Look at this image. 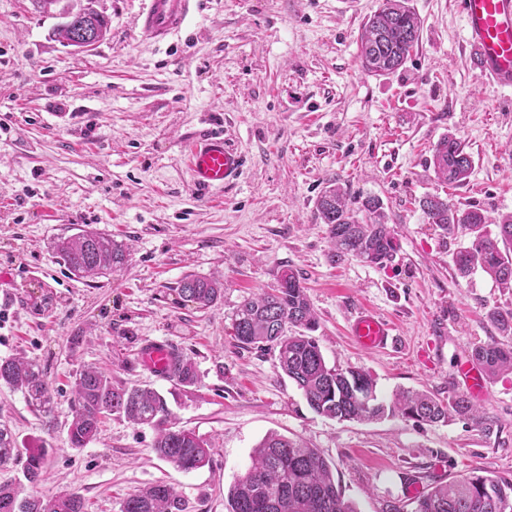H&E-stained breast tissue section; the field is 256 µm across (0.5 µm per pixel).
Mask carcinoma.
<instances>
[{
  "label": "carcinoma",
  "instance_id": "1",
  "mask_svg": "<svg viewBox=\"0 0 512 512\" xmlns=\"http://www.w3.org/2000/svg\"><path fill=\"white\" fill-rule=\"evenodd\" d=\"M421 22L409 0H380L358 39L362 68L373 76L399 70L419 44ZM468 145L452 134L442 136L432 148L429 165L444 184L467 180L473 160ZM419 207L446 237L464 233L469 246L453 255L456 275L465 278L480 270L499 288L512 291V213L491 219L476 207L457 208L439 195H426ZM332 245L330 260L372 253L378 263L395 252L394 237L385 224L382 203L367 196L352 207L347 193L330 185L316 201ZM494 224L497 234L487 226ZM55 250L68 270L80 279L106 278L127 259V247L92 228L58 241ZM275 288L243 300L236 309L233 336L244 349L277 352L281 372L301 392L317 415L331 420L368 421L399 416L416 422H439L454 413L482 426L485 418L465 394L443 401L426 391H402L390 404L378 401L376 381L364 370L339 369L326 363L309 333L318 321L301 278L291 269L276 275ZM178 294L197 309L216 305L223 283L193 274L185 276ZM490 321L503 336H512V310L493 311ZM493 381L512 373V344L491 341L475 346L470 354ZM166 377L183 385L198 382L194 363L180 355ZM20 391L29 404L51 414L52 397L42 365L23 356L0 360V385ZM75 396L68 425L70 447L84 448L99 434L103 419L116 415L148 426L155 432L157 456L183 471L201 468L211 461L210 442L191 429L178 426L165 398L149 387H123L96 366H87L72 383ZM47 448L30 451L21 468L25 483H0V512H86L84 498L75 491L48 500L25 493L42 478ZM20 457L15 434L0 424V468L16 464ZM229 512H356L344 500L329 465L314 448L276 433L266 435L251 453V463L228 492ZM119 512H185L174 490L155 483L127 495ZM415 512H512V479L472 473L448 483H438L417 501Z\"/></svg>",
  "mask_w": 512,
  "mask_h": 512
}]
</instances>
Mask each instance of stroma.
Masks as SVG:
<instances>
[{
    "label": "stroma",
    "mask_w": 512,
    "mask_h": 512,
    "mask_svg": "<svg viewBox=\"0 0 512 512\" xmlns=\"http://www.w3.org/2000/svg\"><path fill=\"white\" fill-rule=\"evenodd\" d=\"M144 3L98 0L109 34L76 53L54 34L58 11L0 0V272L9 275L0 282V359L39 360L54 399L47 415L0 386V421L20 448L49 449L34 495L73 490L88 512H118L128 494L162 482L186 512H228L229 489L272 432L317 449L357 512H414L411 483L512 479V375L474 401L485 430L457 415L329 420L308 407L275 352L232 338L240 302L290 269L328 364L369 372L386 402L399 391L443 400L463 391L457 365L498 338L488 314L512 310V292L481 272L458 277L452 258L469 237L440 236L418 201L439 194L493 217L512 213V89L475 76L457 0H410L419 46L385 77L357 57L379 0H200L162 44L133 28ZM212 130L247 166L230 187L202 193L185 154ZM448 133L474 160L459 186L442 185L429 165ZM332 183L353 202L381 199L392 260L330 262L316 200ZM86 226L129 247L122 268L93 282L54 250ZM188 274L221 277V300L206 311L184 302L177 286ZM364 308L392 325V346L355 344L348 326ZM151 341L191 357L198 383L145 370L140 351ZM85 364L108 369L113 384L159 391L180 426L211 443L210 463L177 470L155 454L151 428L117 417L70 448L71 385Z\"/></svg>",
    "instance_id": "obj_1"
}]
</instances>
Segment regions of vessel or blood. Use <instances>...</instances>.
<instances>
[{
  "mask_svg": "<svg viewBox=\"0 0 512 512\" xmlns=\"http://www.w3.org/2000/svg\"><path fill=\"white\" fill-rule=\"evenodd\" d=\"M196 0H147L135 18L141 39L159 43L179 33ZM466 21L467 47L473 69L485 83L512 88V0H458ZM187 166L196 189H223L241 175L245 158L223 134L208 133L198 137L188 148ZM354 342L362 349L386 348L392 339L390 325L374 312H357L350 326ZM171 348L162 342L146 343L140 360L153 375L168 371ZM459 374L467 391L475 397L486 392L483 371L465 362Z\"/></svg>",
  "mask_w": 512,
  "mask_h": 512,
  "instance_id": "1",
  "label": "vessel or blood"
}]
</instances>
